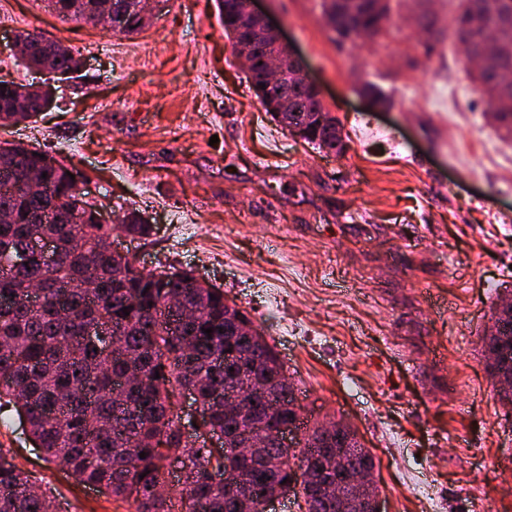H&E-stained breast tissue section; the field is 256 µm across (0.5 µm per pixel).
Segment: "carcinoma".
I'll return each instance as SVG.
<instances>
[{
  "label": "carcinoma",
  "instance_id": "cac0c4a2",
  "mask_svg": "<svg viewBox=\"0 0 512 512\" xmlns=\"http://www.w3.org/2000/svg\"><path fill=\"white\" fill-rule=\"evenodd\" d=\"M75 0H53L63 21H84L73 10ZM401 0H322L324 19L338 40L353 42L364 33L375 40L389 33ZM224 33L240 39L233 6L221 0ZM416 23L427 33L426 49L435 51L443 39L466 45L482 56L473 81L490 105L503 136L512 139V4L506 0H448V29L437 13L423 10ZM76 62L61 44L53 65L65 73ZM31 102L48 101L34 86L0 80V105L19 92ZM298 115L318 106L308 90L293 92ZM343 140L340 121L332 116L318 138L305 141L328 151ZM43 151L32 149L0 157V210L13 221H0V408L11 406L26 417L30 432L48 458L62 464L80 483L120 499H133L135 512H171L170 500L156 496L166 485L165 460L181 450L186 473L182 493L187 512H242L236 495L224 491L213 472L224 469V451L201 441L184 448L181 416L174 412L171 391L191 388L203 426L213 434L234 437L245 417L225 411L224 396L239 393L255 401L252 414L270 415L281 423L296 418L290 408L295 386L274 347L265 337L252 342L226 332L224 290L196 288L175 269L142 273L129 279L131 261L107 249L112 225L75 224L65 208L84 209L73 183L46 168L40 187L23 182V172L38 166ZM129 233L151 231L140 214L125 215ZM48 237L59 260L49 274L33 243ZM129 315H124L122 308ZM87 326L102 335L85 340ZM212 329L211 334L204 330ZM242 353L254 374L277 380L278 390L253 394L246 377L230 373L228 351ZM486 367L492 379L504 382L501 399L512 403V301L501 300L485 332ZM139 374L126 390L122 407L112 395V380ZM310 446L261 449L256 461L230 458L242 480L260 498L274 485L286 486L294 469L312 486L306 512H363L346 496L329 495L321 487L336 483L341 473L375 467L369 450L351 426L334 420L308 431ZM145 453L140 457L139 453ZM298 460L293 467L291 460ZM49 495L30 485L27 476L0 455V512H48Z\"/></svg>",
  "mask_w": 512,
  "mask_h": 512
}]
</instances>
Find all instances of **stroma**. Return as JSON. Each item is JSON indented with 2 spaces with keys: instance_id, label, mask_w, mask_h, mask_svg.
I'll return each mask as SVG.
<instances>
[{
  "instance_id": "1",
  "label": "stroma",
  "mask_w": 512,
  "mask_h": 512,
  "mask_svg": "<svg viewBox=\"0 0 512 512\" xmlns=\"http://www.w3.org/2000/svg\"><path fill=\"white\" fill-rule=\"evenodd\" d=\"M343 126V154L276 126L244 78L218 0H162L122 33L62 21L47 0H0V80L41 84L14 53L35 31L79 52L36 122L0 142L73 167L144 271L224 290L295 381L303 416L353 426L383 512H512V407L486 369L484 330L512 290V141L452 44L426 55L407 0L391 33L340 44L320 0H255ZM391 94L378 112L360 89ZM136 207L153 227L119 229ZM182 214L193 233L178 231ZM0 454L58 512H130L47 459L0 410Z\"/></svg>"
}]
</instances>
